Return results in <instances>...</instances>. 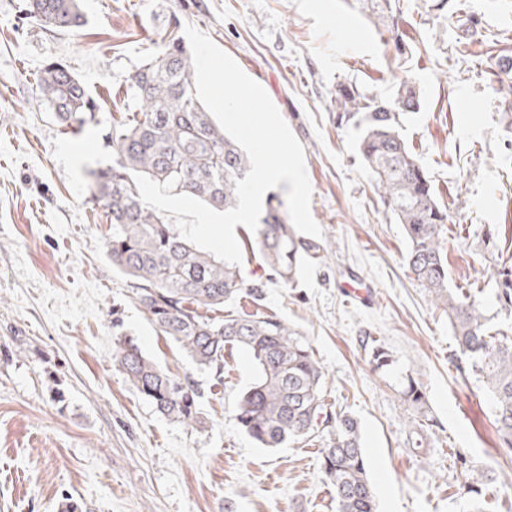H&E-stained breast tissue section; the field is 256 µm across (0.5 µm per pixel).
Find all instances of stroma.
Here are the masks:
<instances>
[{
	"instance_id": "obj_1",
	"label": "stroma",
	"mask_w": 512,
	"mask_h": 512,
	"mask_svg": "<svg viewBox=\"0 0 512 512\" xmlns=\"http://www.w3.org/2000/svg\"><path fill=\"white\" fill-rule=\"evenodd\" d=\"M391 2L395 31L375 27L366 0H82L86 25L53 33L25 17L23 0H0V512H58L68 498L82 512H336L320 441L261 448L239 429L249 356H228L215 384L157 334L107 257L112 227L90 173L112 160L105 136L132 106L129 77L189 24L265 89L303 146L319 257L290 285L256 252L240 270L265 282L262 311L310 340L329 403L359 420L378 512H470L455 493L464 461L491 479L489 512H512V458L485 389L456 370L448 317L408 275L403 228L358 155V130L337 125L333 107L339 84L388 98L413 80L420 105L401 134L450 215L449 285L511 327L495 293L512 269V71L498 65L512 56V0H448L442 13ZM54 60L98 103L80 133L36 94ZM351 286L369 303L347 297ZM123 334L205 388L202 424L163 418L133 389L112 361ZM377 346L388 368H376ZM409 377L434 420L422 448L408 443Z\"/></svg>"
}]
</instances>
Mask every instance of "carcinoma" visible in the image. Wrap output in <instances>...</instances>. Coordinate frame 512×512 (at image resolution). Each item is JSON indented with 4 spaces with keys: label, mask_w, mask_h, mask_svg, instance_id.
Returning a JSON list of instances; mask_svg holds the SVG:
<instances>
[{
    "label": "carcinoma",
    "mask_w": 512,
    "mask_h": 512,
    "mask_svg": "<svg viewBox=\"0 0 512 512\" xmlns=\"http://www.w3.org/2000/svg\"><path fill=\"white\" fill-rule=\"evenodd\" d=\"M24 11L55 33L74 31L86 22L80 0H25ZM193 74L191 53L171 33L163 51L130 76L128 92L136 110L108 133L112 162L91 172L92 197L112 224L107 242L112 268L132 281L146 318L199 370L222 380L225 353L243 350L250 355L255 375L239 395L235 419L258 447L320 439L321 468L334 492L336 512H378L359 423L345 411L332 410L324 367L309 342L277 315L224 310L243 298L260 305L263 285H246L235 266L183 239L166 216L140 199L136 173L161 184L177 177L172 194H189L218 211L238 205L234 179H244L248 158L195 97ZM37 88L43 105L65 127H82L98 108L63 62L43 66ZM418 106L419 92L409 78L389 99H373L342 84L334 97L337 122L360 130L359 155L382 202L403 226L412 279L448 315L457 370L465 366L482 378L499 447L511 455L512 336L492 326L476 297L448 287L444 230L449 214L400 133L401 120ZM249 241L285 284L320 250L297 234L284 202L276 197L268 199ZM499 278L497 304L512 314V270L500 271ZM112 360L159 414L186 424L202 423V391L193 379L171 376L131 338L118 341ZM403 395L423 407L424 392L413 378H408ZM488 481L481 472H468L457 487L474 512H484Z\"/></svg>",
    "instance_id": "1"
}]
</instances>
